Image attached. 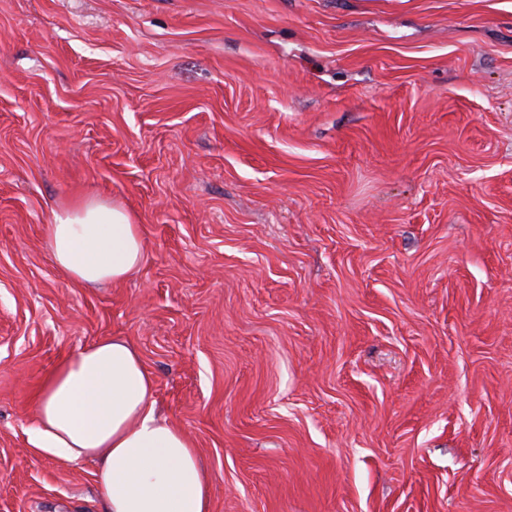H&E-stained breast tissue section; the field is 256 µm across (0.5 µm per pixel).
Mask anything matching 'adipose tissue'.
<instances>
[{"instance_id": "1", "label": "adipose tissue", "mask_w": 512, "mask_h": 512, "mask_svg": "<svg viewBox=\"0 0 512 512\" xmlns=\"http://www.w3.org/2000/svg\"><path fill=\"white\" fill-rule=\"evenodd\" d=\"M58 270L87 288L119 284L143 261L138 224L97 198L61 208L45 229ZM155 382L135 345L103 338L61 360L34 398V453L95 459L104 512H210V474L192 439L154 410Z\"/></svg>"}]
</instances>
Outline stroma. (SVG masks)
Returning a JSON list of instances; mask_svg holds the SVG:
<instances>
[{
  "label": "stroma",
  "instance_id": "35a3bbf8",
  "mask_svg": "<svg viewBox=\"0 0 512 512\" xmlns=\"http://www.w3.org/2000/svg\"><path fill=\"white\" fill-rule=\"evenodd\" d=\"M87 194L132 281L46 250ZM112 336L211 512H512V0H0V512H100L27 429ZM45 246L58 270L87 288L119 284L135 275L143 261L139 224L123 206L89 198L54 213L45 229Z\"/></svg>",
  "mask_w": 512,
  "mask_h": 512
}]
</instances>
